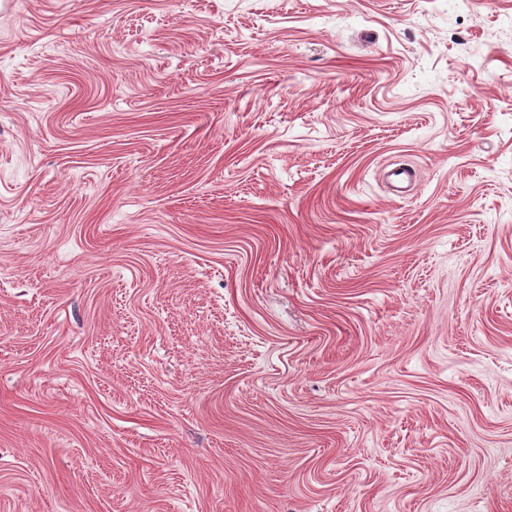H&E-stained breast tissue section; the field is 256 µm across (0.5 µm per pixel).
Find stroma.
I'll list each match as a JSON object with an SVG mask.
<instances>
[{
    "instance_id": "stroma-1",
    "label": "stroma",
    "mask_w": 512,
    "mask_h": 512,
    "mask_svg": "<svg viewBox=\"0 0 512 512\" xmlns=\"http://www.w3.org/2000/svg\"><path fill=\"white\" fill-rule=\"evenodd\" d=\"M0 512H512V0H0Z\"/></svg>"
}]
</instances>
